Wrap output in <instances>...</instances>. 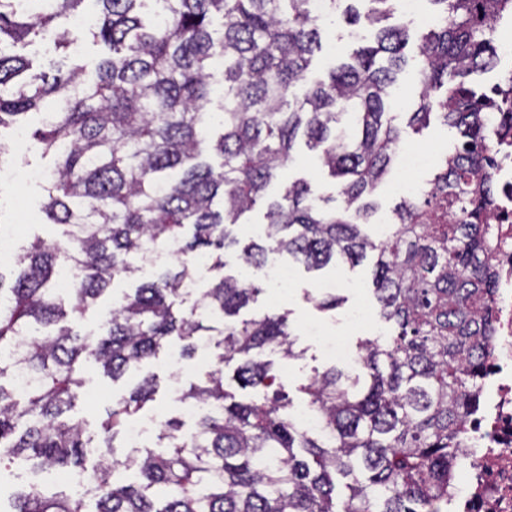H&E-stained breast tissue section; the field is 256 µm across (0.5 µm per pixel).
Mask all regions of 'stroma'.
I'll use <instances>...</instances> for the list:
<instances>
[{"label": "stroma", "instance_id": "35a3bbf8", "mask_svg": "<svg viewBox=\"0 0 512 512\" xmlns=\"http://www.w3.org/2000/svg\"><path fill=\"white\" fill-rule=\"evenodd\" d=\"M392 115L397 125L405 129L406 141L429 144L432 151L441 153L453 151L460 142L456 129L431 121L421 132H414L405 126L406 117L401 110H393ZM38 126L37 117H29L23 125L14 124L0 128V164L10 169L9 178L0 179V225L11 234V245L21 249L34 237L53 241L58 235L55 225L49 224L40 211V202L44 194L43 185L34 180L37 172H46L53 166L52 156L43 154L39 143L32 138L31 132ZM306 178L315 193L321 197H337L338 188L326 169L322 168L313 153L303 150L298 152L295 162L286 167L282 181ZM224 274L236 277L249 276L261 281L263 289L254 302L240 312L241 317L250 318L274 309L288 313L294 348L299 355L294 359L278 360L277 365L284 375L285 390L294 406L304 403L301 391L303 385L310 382L315 372L334 366L335 360L324 348L328 339H340L348 346H356L358 340L372 339L388 335L392 331L378 314L361 326H352L350 314L359 307L372 306L370 293L373 258L364 259L359 265H331L320 271H306L302 265H295L294 276L285 287L264 281L259 270L244 271L237 263L234 253H227ZM316 288H332L344 296L345 302L333 311H319L308 301L307 294ZM214 347L200 349L190 359L172 364L168 357L149 364V372L158 377V389L152 402H149L134 418L135 423L142 424L151 419H181L186 427H193L198 416L197 406L190 401H179L172 392L173 378H180L182 385L195 382L208 367L214 356ZM88 382L78 393L73 416L80 420L86 435L99 437L101 422L105 410L112 401L122 397L126 387L121 383H112L104 377L94 363H87Z\"/></svg>", "mask_w": 512, "mask_h": 512}]
</instances>
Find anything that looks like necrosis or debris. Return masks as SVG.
Returning a JSON list of instances; mask_svg holds the SVG:
<instances>
[{
  "mask_svg": "<svg viewBox=\"0 0 512 512\" xmlns=\"http://www.w3.org/2000/svg\"><path fill=\"white\" fill-rule=\"evenodd\" d=\"M499 77L487 128L512 108V16L494 25ZM486 171L496 188L491 212L492 259L497 275L495 334L465 422L452 471L448 512H512V140L492 139Z\"/></svg>",
  "mask_w": 512,
  "mask_h": 512,
  "instance_id": "1",
  "label": "necrosis or debris"
}]
</instances>
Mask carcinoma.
Wrapping results in <instances>:
<instances>
[{
    "label": "carcinoma",
    "instance_id": "carcinoma-1",
    "mask_svg": "<svg viewBox=\"0 0 512 512\" xmlns=\"http://www.w3.org/2000/svg\"><path fill=\"white\" fill-rule=\"evenodd\" d=\"M397 2L326 0L318 18L310 0H0V128L54 98L37 141L55 157L41 210L59 227L53 242L38 238L16 255L10 274L0 268V475L21 466L86 482L60 496L30 481L0 512H88V493L95 512H442L495 331L487 97L468 77L493 67L492 28L512 14V0H425L444 22L421 28L412 57L410 28L387 24ZM81 6L93 16L81 33L107 49L91 75L68 54L69 17ZM330 16L375 39L312 78ZM53 24L58 58L32 73L16 48ZM410 61L421 90L408 125L419 131L438 117L460 144L421 196L395 205L391 232L378 240L363 226L402 144L387 97ZM299 85L306 92L293 100ZM300 139L338 180L340 207L302 178L267 195ZM257 208L264 232L243 245L235 227ZM170 242L178 270L164 265L119 296L95 333L75 329L108 287L138 277L134 260ZM231 249L254 269L275 251L309 271L376 258L373 298L396 333L359 342L362 374L331 367L303 387L316 432L291 417L270 359L300 356L288 314L234 320L258 285L222 275L183 307L195 256L222 270ZM61 256L68 310L55 288ZM313 300L322 311L344 302L334 291ZM214 332L220 353L181 394L205 408L194 430L168 419L157 440L170 454L130 448L116 457L125 447L117 439L156 392L146 375L106 410L99 462L87 467L91 438L64 418L85 385L82 362L116 383L173 345L193 357ZM232 362L233 380L263 399L237 400L224 388ZM117 466L138 481L110 480ZM338 480L348 491L340 511Z\"/></svg>",
    "mask_w": 512,
    "mask_h": 512
}]
</instances>
